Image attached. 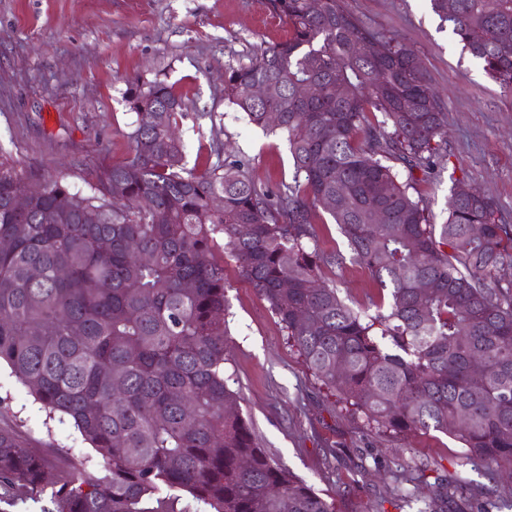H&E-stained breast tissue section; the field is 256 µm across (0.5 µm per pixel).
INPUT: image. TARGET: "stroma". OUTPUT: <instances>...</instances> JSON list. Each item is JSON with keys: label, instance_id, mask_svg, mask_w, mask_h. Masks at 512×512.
<instances>
[{"label": "stroma", "instance_id": "1", "mask_svg": "<svg viewBox=\"0 0 512 512\" xmlns=\"http://www.w3.org/2000/svg\"><path fill=\"white\" fill-rule=\"evenodd\" d=\"M383 37L403 41L419 58L447 116L449 145L439 175L421 184L431 223H443L456 187L493 197L512 225V92L489 77L430 0H345ZM287 24L267 0H0V150L32 188L59 177L87 192L90 170L130 153L138 116L125 100L128 82L173 87L187 117L181 136L189 165L209 164L198 126L250 161L258 186L275 189L291 170L281 134L250 124L224 101V66L247 62L254 48L284 41ZM347 303L367 309L379 287L357 263L328 268ZM229 304L226 374L243 415L281 465L334 502L337 512H399L394 477L414 473V508L437 496L436 477L468 490L448 512H512V467L461 465L459 443L432 431L408 438L378 435L338 408L286 340L268 303L224 261ZM0 426L14 427L49 451L51 469L65 451L84 448L74 429L49 419L32 396L0 371Z\"/></svg>", "mask_w": 512, "mask_h": 512}]
</instances>
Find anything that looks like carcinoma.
<instances>
[{
    "instance_id": "1",
    "label": "carcinoma",
    "mask_w": 512,
    "mask_h": 512,
    "mask_svg": "<svg viewBox=\"0 0 512 512\" xmlns=\"http://www.w3.org/2000/svg\"><path fill=\"white\" fill-rule=\"evenodd\" d=\"M319 2L268 0L288 39L224 67V100L286 136L291 178L274 192L249 163L224 157L214 124L215 161L187 167L176 129L188 113L164 83L128 84L130 108L159 109L157 122L128 133L129 156L97 169L87 193L49 177L16 210L28 186L0 159V363L91 448L49 481L48 449L0 427V504L335 512L262 448L229 386L226 255L364 426L449 433L461 464L512 466V282L500 275L512 266V227L493 198L455 191L446 221L428 223L416 186L435 177L448 145L439 99L404 43L379 37L343 0ZM430 2L512 91V0ZM309 84L314 98L302 93ZM321 212L349 255L311 249ZM348 259L388 291L373 314L323 277ZM439 486L424 512L467 497L463 484Z\"/></svg>"
}]
</instances>
